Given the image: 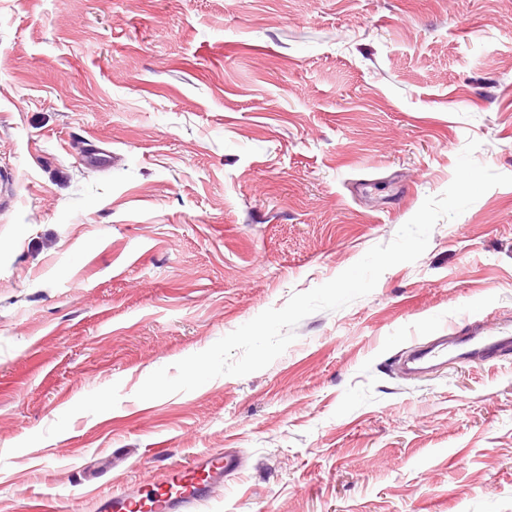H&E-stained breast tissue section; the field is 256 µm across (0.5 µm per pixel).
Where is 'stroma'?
I'll list each match as a JSON object with an SVG mask.
<instances>
[{
    "label": "stroma",
    "mask_w": 512,
    "mask_h": 512,
    "mask_svg": "<svg viewBox=\"0 0 512 512\" xmlns=\"http://www.w3.org/2000/svg\"><path fill=\"white\" fill-rule=\"evenodd\" d=\"M471 138L512 175V0H0V512L227 448L198 512H512V359L395 365L512 328V186L266 368L135 397L390 242Z\"/></svg>",
    "instance_id": "35a3bbf8"
}]
</instances>
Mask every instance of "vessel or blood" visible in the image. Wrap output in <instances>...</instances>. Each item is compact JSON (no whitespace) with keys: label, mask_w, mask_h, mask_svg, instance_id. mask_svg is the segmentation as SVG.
Segmentation results:
<instances>
[{"label":"vessel or blood","mask_w":512,"mask_h":512,"mask_svg":"<svg viewBox=\"0 0 512 512\" xmlns=\"http://www.w3.org/2000/svg\"><path fill=\"white\" fill-rule=\"evenodd\" d=\"M512 357V330L499 328L470 336H438L411 350L402 362L407 375L419 376L448 359L491 363ZM244 467L233 451L200 454L189 465L168 469L161 485L143 493L123 492L94 503V512H195L224 488L226 478Z\"/></svg>","instance_id":"1"}]
</instances>
